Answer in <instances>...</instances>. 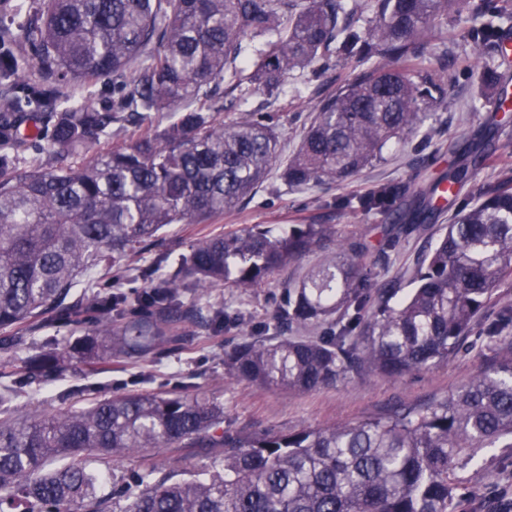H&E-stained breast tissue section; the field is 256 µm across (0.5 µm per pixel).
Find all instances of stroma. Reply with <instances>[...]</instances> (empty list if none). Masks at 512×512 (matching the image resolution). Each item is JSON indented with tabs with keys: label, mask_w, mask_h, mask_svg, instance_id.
I'll list each match as a JSON object with an SVG mask.
<instances>
[{
	"label": "stroma",
	"mask_w": 512,
	"mask_h": 512,
	"mask_svg": "<svg viewBox=\"0 0 512 512\" xmlns=\"http://www.w3.org/2000/svg\"><path fill=\"white\" fill-rule=\"evenodd\" d=\"M426 55L434 64L447 65L455 81L447 99L434 105L433 119L416 135L386 149L382 162L347 182L324 183L304 191L289 190L278 175H270L239 209L206 224L173 225L151 250L102 273L98 281L100 295L113 291L135 297L181 255L190 253L201 239L257 224L333 225L338 236L358 238L366 244L365 261L373 269L375 287L407 292L418 255L436 241L442 225L451 222L457 210L455 203L438 209L428 230L401 238L396 249L385 254L380 241L395 223V212H365L351 207L350 202L383 184L394 189L399 202H407L414 187L431 182L463 160L467 135L488 123L494 98L481 72H465V48L452 39L446 27L437 26L428 32ZM358 72L353 61L334 62L327 67L315 63L288 75L274 93L255 90L244 102L221 100L224 119L232 121L238 112L247 109L270 113L280 132V156L288 158L299 146L322 97ZM491 138L489 159L474 171L475 180L487 185L512 178V120L493 128ZM320 258L317 252L307 254L246 292L229 282L204 294L192 288L184 290L181 303L214 316L213 324L206 328L182 324L179 344L156 359L135 364L112 362L96 371L79 359H70L65 371L52 381L22 387L14 403L15 415L76 410L92 399L115 392H178L223 406L225 427L242 435L290 434L309 427L355 423L423 403L448 393L512 351V324L492 340L484 332L488 322L512 306V277H508L447 361L426 369L390 377L363 368L308 393L261 389L232 378L224 368L225 351L247 336L276 335L273 316L283 303L285 287L299 281ZM75 341L69 326L55 324L33 332L27 344L0 350V360L19 363L43 348L68 350ZM218 456L214 448L170 447L129 453L113 462L112 477L102 483L101 491L110 493L113 484L154 465L173 478H186L211 467ZM455 481L459 497L454 512H494L495 498L512 494V448L486 449L474 462L456 471Z\"/></svg>",
	"instance_id": "stroma-1"
}]
</instances>
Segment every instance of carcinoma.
I'll return each mask as SVG.
<instances>
[{
    "label": "carcinoma",
    "instance_id": "carcinoma-1",
    "mask_svg": "<svg viewBox=\"0 0 512 512\" xmlns=\"http://www.w3.org/2000/svg\"><path fill=\"white\" fill-rule=\"evenodd\" d=\"M512 20L503 0H40L0 11V329L33 332L47 316L82 333L80 360L157 357L179 341V325L203 319L179 301L182 289L224 281L254 288L315 250L324 260L288 286L274 316L282 329L323 335L243 339L224 353L236 380L306 393L353 368L402 375L448 355L498 283L512 277V179L475 183L435 247L416 262L412 288H372L365 246L329 224L278 232L249 229L199 242L179 266L135 298L142 315L123 320L126 298L73 288L159 240L170 224H204L241 206L278 160L268 116L245 110L224 123L220 94L270 92L315 62L353 60L357 76L323 97L280 178L292 190L345 182L414 135L427 108L448 95L444 67L425 64L423 38L440 22L471 47L475 68ZM150 52L144 66L137 60ZM375 56L382 63L371 66ZM115 77L107 109L65 104L61 86ZM33 108L23 111V106ZM145 128L130 145L75 168L67 159L125 124ZM47 130L48 160L23 173L20 161ZM434 184L396 211L403 231L429 221ZM381 186L363 210L393 209ZM117 317H112V312ZM65 356L43 350L0 373L26 379L58 372ZM224 408L168 393H117L79 411L22 421L0 418V512H451L453 476L485 448L512 447V353L442 397L353 424L264 432L226 429ZM222 448L206 472L152 479L108 495L85 453L109 467L130 451ZM62 461L48 467L50 461ZM125 498L114 509L112 496Z\"/></svg>",
    "mask_w": 512,
    "mask_h": 512
}]
</instances>
